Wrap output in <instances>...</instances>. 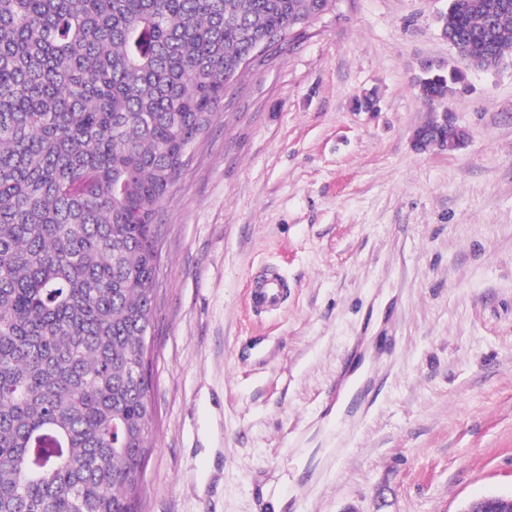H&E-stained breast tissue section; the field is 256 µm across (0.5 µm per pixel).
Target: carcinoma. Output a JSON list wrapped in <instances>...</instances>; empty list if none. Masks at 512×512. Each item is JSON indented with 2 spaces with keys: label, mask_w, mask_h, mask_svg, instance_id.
<instances>
[{
  "label": "carcinoma",
  "mask_w": 512,
  "mask_h": 512,
  "mask_svg": "<svg viewBox=\"0 0 512 512\" xmlns=\"http://www.w3.org/2000/svg\"><path fill=\"white\" fill-rule=\"evenodd\" d=\"M326 6L0 0V512H136L159 206L251 45ZM439 30L495 67L512 0H448Z\"/></svg>",
  "instance_id": "obj_1"
}]
</instances>
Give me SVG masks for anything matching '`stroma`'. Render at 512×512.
I'll return each mask as SVG.
<instances>
[{
    "instance_id": "obj_1",
    "label": "stroma",
    "mask_w": 512,
    "mask_h": 512,
    "mask_svg": "<svg viewBox=\"0 0 512 512\" xmlns=\"http://www.w3.org/2000/svg\"><path fill=\"white\" fill-rule=\"evenodd\" d=\"M447 6L340 0L228 89L159 208L137 512L512 494V58L448 98L460 147L416 150L420 67L460 62ZM284 294V281L278 273L268 270L255 280L251 292V303L258 312L268 311L281 302Z\"/></svg>"
}]
</instances>
